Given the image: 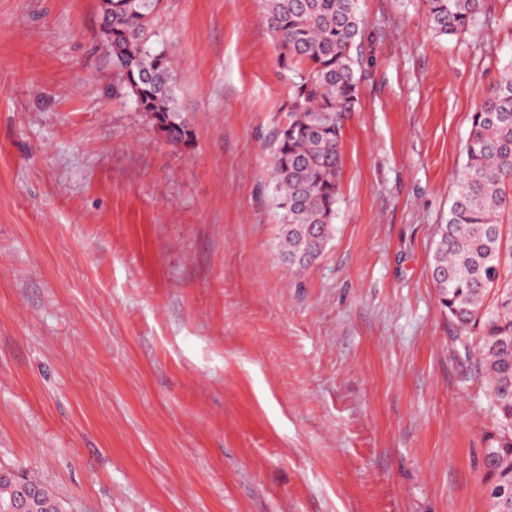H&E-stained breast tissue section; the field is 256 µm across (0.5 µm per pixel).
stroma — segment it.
Returning a JSON list of instances; mask_svg holds the SVG:
<instances>
[{"instance_id":"obj_1","label":"stroma","mask_w":512,"mask_h":512,"mask_svg":"<svg viewBox=\"0 0 512 512\" xmlns=\"http://www.w3.org/2000/svg\"><path fill=\"white\" fill-rule=\"evenodd\" d=\"M456 39L360 0L322 256L279 257L261 0H161L192 138L116 79L101 0H0V469L65 512H491L499 425L431 277L512 0Z\"/></svg>"}]
</instances>
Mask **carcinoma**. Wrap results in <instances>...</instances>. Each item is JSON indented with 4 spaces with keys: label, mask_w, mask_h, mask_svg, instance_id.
I'll return each mask as SVG.
<instances>
[{
    "label": "carcinoma",
    "mask_w": 512,
    "mask_h": 512,
    "mask_svg": "<svg viewBox=\"0 0 512 512\" xmlns=\"http://www.w3.org/2000/svg\"><path fill=\"white\" fill-rule=\"evenodd\" d=\"M160 0H112L102 18L112 33V63L122 86L169 142L191 140L175 108V79L166 53L151 42ZM438 37L467 34L487 14L486 0H422ZM264 17L282 67L292 73L288 112L274 136L271 181L280 211L282 259L303 252L316 261L336 216L342 169L343 118L358 99L357 53L363 18L359 0H263ZM465 162L449 199L432 256L439 301L463 330L481 328L480 361L503 431L485 449L492 512H512V242L500 216L512 210V69L489 84L472 112ZM38 490L28 512H47L56 497Z\"/></svg>",
    "instance_id": "cac0c4a2"
}]
</instances>
